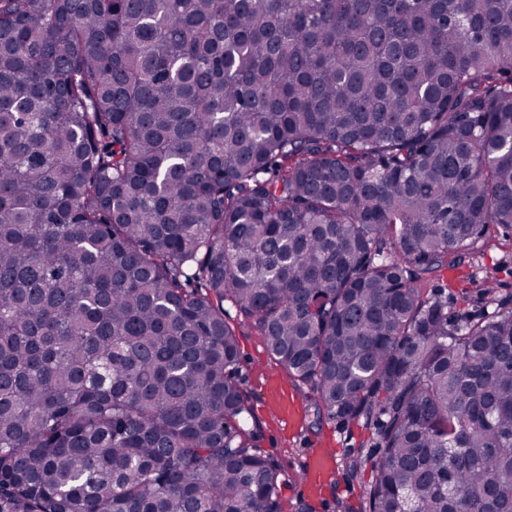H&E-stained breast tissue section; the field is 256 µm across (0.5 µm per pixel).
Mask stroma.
Segmentation results:
<instances>
[{
  "mask_svg": "<svg viewBox=\"0 0 512 512\" xmlns=\"http://www.w3.org/2000/svg\"><path fill=\"white\" fill-rule=\"evenodd\" d=\"M482 269L493 277L495 302H511L512 239L505 237L499 226L490 227L478 261L427 277L423 288L429 291L435 285H446L450 312L487 313L493 311L495 302L478 298L475 280ZM225 312L238 326L241 388L253 411L246 425L249 440L288 473L284 512H361L373 479L372 429L361 421L340 426L318 416L311 386L289 379L269 355L254 326L241 322L233 307H226ZM315 448L333 449L336 459L334 479L316 496L308 493L301 478L302 462ZM356 455L362 457L364 466L353 473L347 463Z\"/></svg>",
  "mask_w": 512,
  "mask_h": 512,
  "instance_id": "1",
  "label": "stroma"
}]
</instances>
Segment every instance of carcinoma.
I'll return each mask as SVG.
<instances>
[{
	"instance_id": "obj_1",
	"label": "carcinoma",
	"mask_w": 512,
	"mask_h": 512,
	"mask_svg": "<svg viewBox=\"0 0 512 512\" xmlns=\"http://www.w3.org/2000/svg\"><path fill=\"white\" fill-rule=\"evenodd\" d=\"M512 0H0V512H282L236 327L375 433L365 512H512ZM481 266L483 269H479ZM482 270L489 271L493 277L496 299L510 304L512 301V240L505 237L503 230L495 224L490 225L484 255L478 259V263L466 260L458 266L438 273L440 277L436 275L427 277L423 283L424 292L429 294L433 286L448 284L445 293H448L450 312L459 315L492 312L495 304H491L488 300H478V288L474 281L478 272ZM465 296L468 297V301Z\"/></svg>"
}]
</instances>
